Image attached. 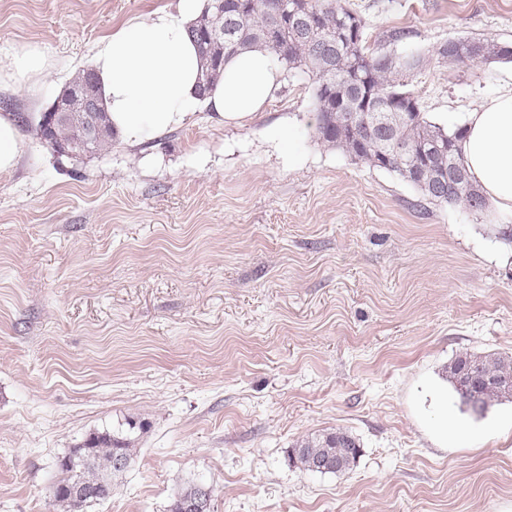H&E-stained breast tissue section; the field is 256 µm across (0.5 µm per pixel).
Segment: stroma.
<instances>
[{
  "label": "stroma",
  "instance_id": "1",
  "mask_svg": "<svg viewBox=\"0 0 512 512\" xmlns=\"http://www.w3.org/2000/svg\"><path fill=\"white\" fill-rule=\"evenodd\" d=\"M176 3L0 0V58L37 43L52 62L36 91L0 89L29 121L0 173V512H52L60 460L104 431L133 459L85 512H168L193 485L210 512H512V399L477 415L448 380L458 354L512 353V215L427 203L322 145L299 70L241 126L201 111L76 158L41 142L97 42ZM347 4L369 49L426 56L410 88L433 122L512 86V62L432 57L512 43V0ZM339 428L351 470L292 465ZM436 56L449 64H464L480 61L484 63L512 62V44L492 42L473 37L453 40L451 47L448 41L436 50Z\"/></svg>",
  "mask_w": 512,
  "mask_h": 512
}]
</instances>
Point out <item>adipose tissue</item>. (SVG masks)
<instances>
[{
  "label": "adipose tissue",
  "instance_id": "1",
  "mask_svg": "<svg viewBox=\"0 0 512 512\" xmlns=\"http://www.w3.org/2000/svg\"><path fill=\"white\" fill-rule=\"evenodd\" d=\"M202 0H178L124 23L96 45L92 63L99 100L121 139L138 143L192 121L200 109L222 124L264 109L283 83L284 67L267 52L242 53L224 65L208 97L199 95L201 60L188 29ZM51 68L45 49L30 45L0 63V83L37 88ZM468 174L491 206L512 214V91L490 97L454 121Z\"/></svg>",
  "mask_w": 512,
  "mask_h": 512
}]
</instances>
